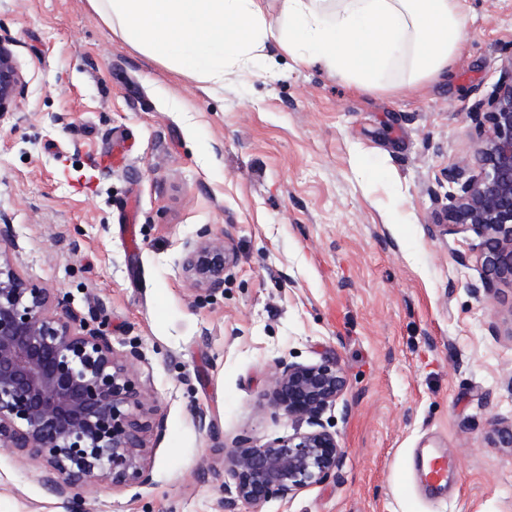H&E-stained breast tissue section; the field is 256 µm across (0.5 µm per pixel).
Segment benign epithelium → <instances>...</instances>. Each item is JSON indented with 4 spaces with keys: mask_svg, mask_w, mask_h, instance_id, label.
Here are the masks:
<instances>
[{
    "mask_svg": "<svg viewBox=\"0 0 512 512\" xmlns=\"http://www.w3.org/2000/svg\"><path fill=\"white\" fill-rule=\"evenodd\" d=\"M23 82L12 50L0 41V112L8 111ZM484 113L478 168H458V185L445 235L471 232L486 271L471 293L490 295L512 284V77L502 82ZM231 254L204 228L183 246V270L206 296L224 284ZM134 355L119 356L109 337L76 324L67 298L49 294L0 262V444L31 452L56 474L50 490L72 508L90 481L112 487L147 484L142 433L133 413L140 391L130 370ZM347 386L340 365L280 361L269 395L294 432L263 445L238 440L224 451V494L256 505L322 483L339 470L345 451L322 416ZM494 442L512 447V423L493 429Z\"/></svg>",
    "mask_w": 512,
    "mask_h": 512,
    "instance_id": "1",
    "label": "benign epithelium"
}]
</instances>
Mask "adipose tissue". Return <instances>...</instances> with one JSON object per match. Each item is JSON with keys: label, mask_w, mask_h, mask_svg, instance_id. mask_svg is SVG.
Here are the masks:
<instances>
[{"label": "adipose tissue", "mask_w": 512, "mask_h": 512, "mask_svg": "<svg viewBox=\"0 0 512 512\" xmlns=\"http://www.w3.org/2000/svg\"><path fill=\"white\" fill-rule=\"evenodd\" d=\"M113 35L176 73L220 83L275 47L360 91L437 80L467 39L465 0H88Z\"/></svg>", "instance_id": "ef3b65f1"}]
</instances>
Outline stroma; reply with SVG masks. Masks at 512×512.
Instances as JSON below:
<instances>
[{"instance_id": "stroma-1", "label": "stroma", "mask_w": 512, "mask_h": 512, "mask_svg": "<svg viewBox=\"0 0 512 512\" xmlns=\"http://www.w3.org/2000/svg\"><path fill=\"white\" fill-rule=\"evenodd\" d=\"M469 37L432 87L354 92L267 49L223 84L119 38L88 0H0L24 75L0 115V258L65 293L135 375L152 480L85 485L83 512H512V286L476 298L478 238L439 235L448 174L475 166L512 77V0H467ZM133 149L103 174L87 148ZM235 259L195 291L182 246L202 226ZM336 360L324 415L346 452L321 484L257 507L224 500V449L293 425L266 396L279 360ZM447 449L443 500L409 479ZM38 462L0 447V512H67Z\"/></svg>"}]
</instances>
